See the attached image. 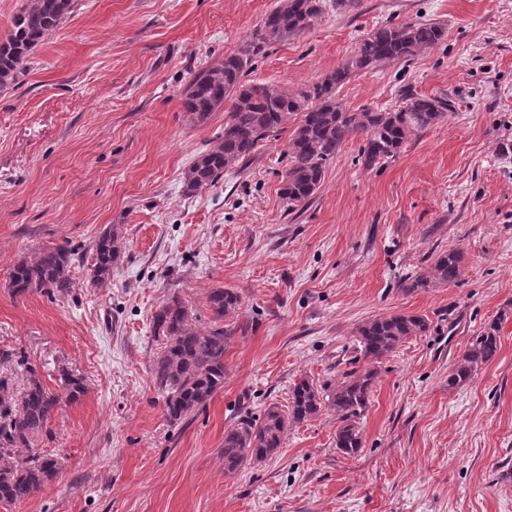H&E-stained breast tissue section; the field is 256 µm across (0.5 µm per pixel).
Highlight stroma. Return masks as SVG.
Returning a JSON list of instances; mask_svg holds the SVG:
<instances>
[{
    "instance_id": "1",
    "label": "stroma",
    "mask_w": 512,
    "mask_h": 512,
    "mask_svg": "<svg viewBox=\"0 0 512 512\" xmlns=\"http://www.w3.org/2000/svg\"><path fill=\"white\" fill-rule=\"evenodd\" d=\"M275 0H76L69 18L0 93V351L24 352L47 389L81 377L36 451L58 476L0 512H512V0H327L304 33L265 47L247 82H318L373 29L430 20L445 41L410 62L353 74L347 107L396 108L404 90L452 111L392 161L365 169L350 140L304 208L279 195L294 128L196 193L184 171L224 129L197 122L192 73L237 52ZM121 225L107 287L91 282L95 239ZM45 246L73 252L72 284L12 297L14 264ZM463 255L458 283L403 292L433 256ZM236 289L247 324L224 355V386L170 421L152 375L151 317L179 296L200 328L209 292ZM424 316L379 367L355 456L335 447L334 412L288 427L264 462L224 472V432L287 408L294 384L336 382L357 329ZM499 320L501 348L464 386L448 372Z\"/></svg>"
}]
</instances>
